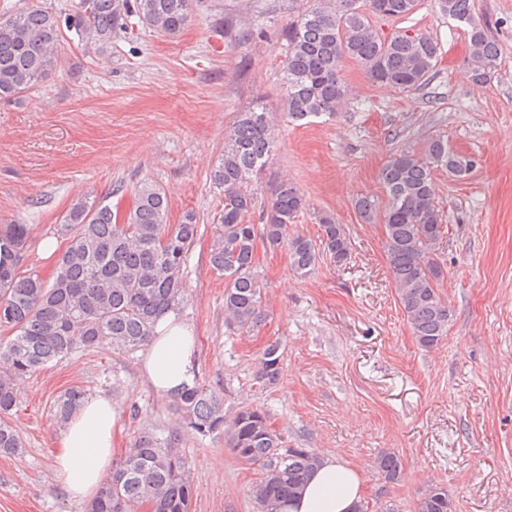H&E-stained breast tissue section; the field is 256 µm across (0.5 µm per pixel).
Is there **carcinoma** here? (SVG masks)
<instances>
[{
	"mask_svg": "<svg viewBox=\"0 0 512 512\" xmlns=\"http://www.w3.org/2000/svg\"><path fill=\"white\" fill-rule=\"evenodd\" d=\"M439 12L468 28L467 66L472 80L485 84L498 70L500 51L489 21L473 12L471 0H436ZM419 0H310L285 34L287 56L283 76L286 110L293 122L332 118L347 97L342 71L353 60L366 79L379 86L411 91L435 68L441 47L423 34L398 30L382 36L371 18H406ZM143 29L169 36L190 20V0H78L68 28L87 49L112 45L131 20ZM60 20L34 0L17 12L0 15V100L28 91L47 78L57 63ZM276 147L270 113L264 107L242 112L224 133V150L211 170V180L224 191V208L209 249L212 269L224 277L227 325L250 332L264 319L265 283L256 270L257 239L271 249H288L292 269L305 277L329 256L338 265L349 256L342 225L326 213L318 216L320 244L289 233L307 209V200L290 181L275 186L262 231L248 222L256 208L251 183L268 164ZM475 161L461 155L442 136L423 147L406 148L381 169L386 203L360 197L355 207L367 222L385 226L384 252L397 296L418 343L436 346L448 334L453 312L440 296L443 270L437 246L443 238V214L435 202L433 173L444 170L461 178ZM168 199L156 185L134 188V203L123 217L107 199L77 198L63 229L66 248L58 256L52 280L18 272L28 236L25 224L0 229V326L11 336L0 340V455L22 448L10 421L18 382L73 351L99 348L134 351L146 344L156 322L179 310L186 298L182 267L200 237L194 216L167 223ZM280 344L262 353L258 378L268 385L282 376ZM85 392L70 387L54 402L63 423L79 407ZM182 423L181 432L158 437L141 433L127 449L86 512H190L198 489L191 464L180 449V434L224 436L239 460L261 470L250 490L258 512H283V504L303 487L318 462L306 448H285L266 410L257 406L224 411V397L198 382L168 397ZM400 458L391 452L377 457L387 482L398 480ZM417 512H453L448 491L433 485L417 503Z\"/></svg>",
	"mask_w": 512,
	"mask_h": 512,
	"instance_id": "1",
	"label": "carcinoma"
}]
</instances>
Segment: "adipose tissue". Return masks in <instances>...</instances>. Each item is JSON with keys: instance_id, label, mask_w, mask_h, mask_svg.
Instances as JSON below:
<instances>
[{"instance_id": "adipose-tissue-1", "label": "adipose tissue", "mask_w": 512, "mask_h": 512, "mask_svg": "<svg viewBox=\"0 0 512 512\" xmlns=\"http://www.w3.org/2000/svg\"><path fill=\"white\" fill-rule=\"evenodd\" d=\"M196 337L177 315L158 320L147 342L141 369L160 394L191 384L194 378ZM119 411L111 397L86 395L66 420L54 452L53 482L71 499H94L112 472V431ZM363 472L339 456H321L300 493L284 512H355L364 494Z\"/></svg>"}]
</instances>
